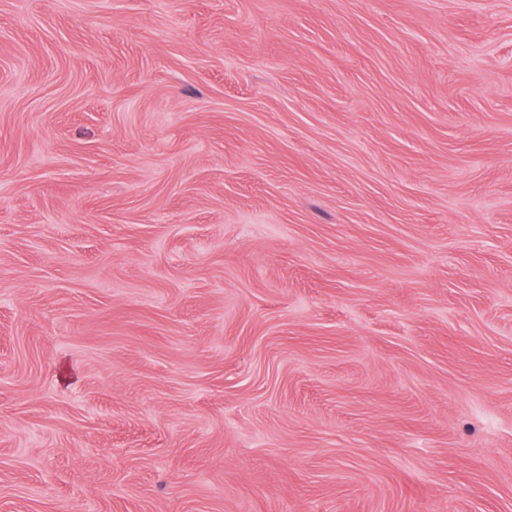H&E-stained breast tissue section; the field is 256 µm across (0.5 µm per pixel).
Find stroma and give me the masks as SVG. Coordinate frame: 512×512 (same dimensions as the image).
Listing matches in <instances>:
<instances>
[{"label": "stroma", "instance_id": "35a3bbf8", "mask_svg": "<svg viewBox=\"0 0 512 512\" xmlns=\"http://www.w3.org/2000/svg\"><path fill=\"white\" fill-rule=\"evenodd\" d=\"M0 512H512V0H0Z\"/></svg>", "mask_w": 512, "mask_h": 512}]
</instances>
